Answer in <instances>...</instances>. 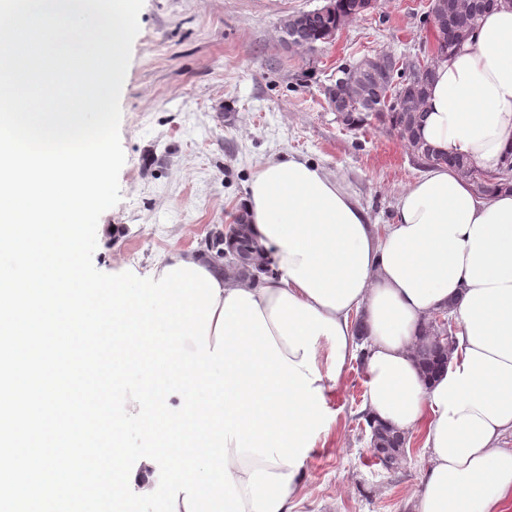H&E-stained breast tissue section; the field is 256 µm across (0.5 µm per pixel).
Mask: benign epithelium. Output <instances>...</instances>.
<instances>
[{
    "mask_svg": "<svg viewBox=\"0 0 512 512\" xmlns=\"http://www.w3.org/2000/svg\"><path fill=\"white\" fill-rule=\"evenodd\" d=\"M316 13L339 15L336 26L325 32V43L334 42L337 33L352 18V13L340 14L336 0H323ZM312 15L311 11H300L283 20L281 32L286 43L293 47L305 44L303 36ZM428 19L437 42L439 33L448 31V0H429ZM338 73L340 76L325 87L324 94L339 123L343 120L342 113L351 111L352 96L365 102L379 100L392 112H415L429 83L426 57L420 52L399 55L391 50L379 51L355 64L340 67Z\"/></svg>",
    "mask_w": 512,
    "mask_h": 512,
    "instance_id": "benign-epithelium-1",
    "label": "benign epithelium"
}]
</instances>
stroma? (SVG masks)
Masks as SVG:
<instances>
[{"mask_svg":"<svg viewBox=\"0 0 512 512\" xmlns=\"http://www.w3.org/2000/svg\"><path fill=\"white\" fill-rule=\"evenodd\" d=\"M134 21L116 38L119 84L106 119L112 150L105 193L81 227L82 264L96 284L146 273L165 253L205 249L234 223L258 167L305 158L339 180L374 223L424 172L386 126L349 131L324 89L339 66L430 40L428 0H380L331 44L306 51L281 39L290 14L321 0H125ZM365 370L350 363L326 394L332 420L303 467L295 512H411L427 465L411 433L398 466L368 465Z\"/></svg>","mask_w":512,"mask_h":512,"instance_id":"35a3bbf8","label":"stroma"}]
</instances>
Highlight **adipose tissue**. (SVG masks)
Segmentation results:
<instances>
[{"label":"adipose tissue","instance_id":"1","mask_svg":"<svg viewBox=\"0 0 512 512\" xmlns=\"http://www.w3.org/2000/svg\"><path fill=\"white\" fill-rule=\"evenodd\" d=\"M102 45L122 21L109 0H38ZM29 0H0V104L37 87L11 47ZM418 135L496 170L512 152V7L489 11L463 48L435 63ZM81 115L44 104L0 111V354L57 347L55 321L112 339V383L134 405L108 420L111 512L153 499L141 467L164 456L161 512H293L301 471L330 421L326 390L363 359L365 409L402 433L424 428L428 466L413 512L512 507V192L477 194L429 168L371 223L336 179L289 156L262 165L243 199L278 274L258 284L194 251L159 259L129 287H95L78 232L111 153V128L75 134ZM439 311L458 326L448 363L426 376L417 351ZM367 329L359 340L353 316ZM179 406H171L170 398ZM159 448H132L130 435Z\"/></svg>","mask_w":512,"mask_h":512}]
</instances>
